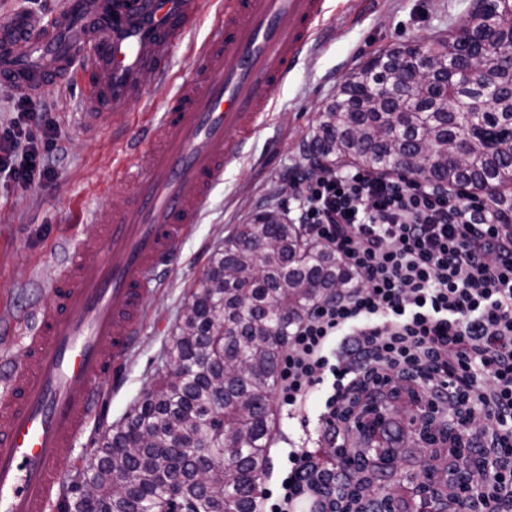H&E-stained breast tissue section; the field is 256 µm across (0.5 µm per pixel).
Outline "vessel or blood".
I'll return each mask as SVG.
<instances>
[{
    "label": "vessel or blood",
    "mask_w": 512,
    "mask_h": 512,
    "mask_svg": "<svg viewBox=\"0 0 512 512\" xmlns=\"http://www.w3.org/2000/svg\"><path fill=\"white\" fill-rule=\"evenodd\" d=\"M207 0H64L51 24L0 23V86L33 95L82 82L88 125L124 133L144 102L142 77L171 78V59ZM327 0H224L191 75L137 143L152 165L120 161L108 190L123 208L93 214L95 245L53 275L54 299L27 360L0 400V512H45L61 485L58 450L87 425L103 381L142 333L141 307L199 224L228 165L245 155L278 91L325 23Z\"/></svg>",
    "instance_id": "b4317fda"
}]
</instances>
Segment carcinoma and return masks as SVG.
Here are the masks:
<instances>
[{"label": "carcinoma", "instance_id": "obj_1", "mask_svg": "<svg viewBox=\"0 0 512 512\" xmlns=\"http://www.w3.org/2000/svg\"><path fill=\"white\" fill-rule=\"evenodd\" d=\"M478 49L512 46V26L469 13ZM425 53L443 59L407 95L404 57L382 51L352 71L319 116L313 143L328 159L396 167L426 184L483 193L512 230V59L452 52L438 38ZM265 246L253 252L258 242ZM352 284L336 255L307 244L295 224L265 211L224 237L191 293L167 349L166 377L99 443L98 489L72 512H146L167 477L178 478L202 512H255L269 463V416L292 324L323 293ZM125 481L117 484L114 476Z\"/></svg>", "mask_w": 512, "mask_h": 512}]
</instances>
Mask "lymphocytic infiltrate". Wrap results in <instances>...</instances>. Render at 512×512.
I'll list each match as a JSON object with an SVG mask.
<instances>
[{
	"label": "lymphocytic infiltrate",
	"mask_w": 512,
	"mask_h": 512,
	"mask_svg": "<svg viewBox=\"0 0 512 512\" xmlns=\"http://www.w3.org/2000/svg\"><path fill=\"white\" fill-rule=\"evenodd\" d=\"M30 107L0 132V179L55 177L54 133L36 145ZM309 243L328 248L351 287L295 323L275 400L298 433L256 512H328L372 471L368 512H512V233L485 198L396 174L307 162L286 174ZM367 444L353 447L356 430ZM338 449L335 461L321 449Z\"/></svg>",
	"instance_id": "lymphocytic-infiltrate-1"
}]
</instances>
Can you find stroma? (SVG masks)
<instances>
[{"label": "stroma", "mask_w": 512, "mask_h": 512, "mask_svg": "<svg viewBox=\"0 0 512 512\" xmlns=\"http://www.w3.org/2000/svg\"><path fill=\"white\" fill-rule=\"evenodd\" d=\"M330 19L314 47L279 92L271 118L249 158L229 165L193 234L180 245L178 266L161 276L142 305V334L116 385H105L97 413L83 434L60 449L62 482L95 467L92 451L122 423L142 388L170 366L165 350L177 333L195 283L224 237L237 224L261 212H287L290 195L281 175L308 152L320 112L333 100L346 76L374 52L403 42L425 44L456 26L470 0H329ZM202 25L175 52L168 84L145 82L154 111L165 108L183 79L192 73L191 49L210 35ZM33 107H47L64 148L57 177L47 187H22L0 181V375L17 370L26 353L19 328L34 327L53 295V272L70 259L78 242L94 237L90 213L110 210L121 201L106 191L114 165L125 156L124 142L108 124L88 131L85 104L77 84L58 85L34 97Z\"/></svg>", "instance_id": "1"}]
</instances>
